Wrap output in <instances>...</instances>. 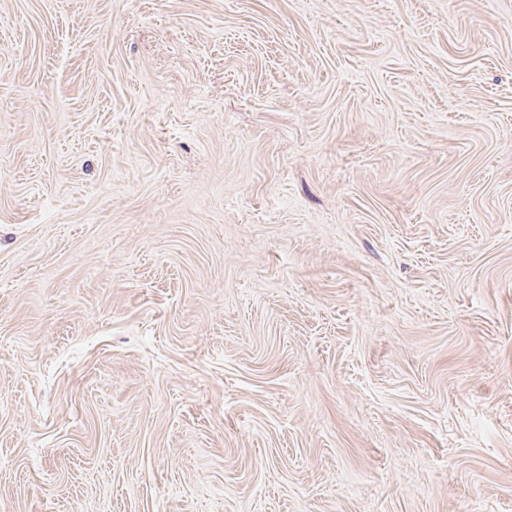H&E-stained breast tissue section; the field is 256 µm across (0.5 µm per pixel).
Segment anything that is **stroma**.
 Segmentation results:
<instances>
[{
  "instance_id": "obj_1",
  "label": "stroma",
  "mask_w": 512,
  "mask_h": 512,
  "mask_svg": "<svg viewBox=\"0 0 512 512\" xmlns=\"http://www.w3.org/2000/svg\"><path fill=\"white\" fill-rule=\"evenodd\" d=\"M0 512H512V0H0Z\"/></svg>"
}]
</instances>
